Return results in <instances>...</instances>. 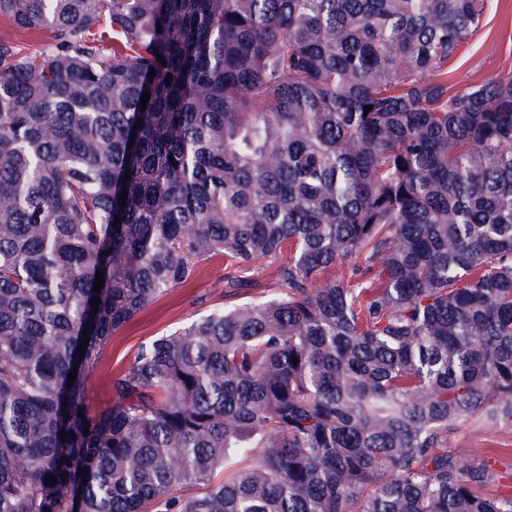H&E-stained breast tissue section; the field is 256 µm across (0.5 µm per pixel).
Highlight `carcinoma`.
Here are the masks:
<instances>
[{"label": "carcinoma", "instance_id": "1", "mask_svg": "<svg viewBox=\"0 0 512 512\" xmlns=\"http://www.w3.org/2000/svg\"><path fill=\"white\" fill-rule=\"evenodd\" d=\"M488 2L0 0L49 33L0 40V512H512L448 447L512 426V74L448 91ZM217 255L224 295L261 260L282 291L91 410ZM0 38L8 40L23 53H34L49 40V35L45 32L40 38L31 37L15 28L7 18L1 17ZM274 266L256 262L245 271L248 286L237 295L224 297V256L210 258L199 265L195 279L184 287L172 288L158 296L147 308L118 330L103 347L96 368L87 380L86 397L93 410L114 403L111 382L130 363L143 345L186 326L198 314L224 303L249 302L263 289L266 294L279 292Z\"/></svg>", "mask_w": 512, "mask_h": 512}]
</instances>
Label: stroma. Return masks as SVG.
I'll return each instance as SVG.
<instances>
[{"label": "stroma", "instance_id": "obj_1", "mask_svg": "<svg viewBox=\"0 0 512 512\" xmlns=\"http://www.w3.org/2000/svg\"><path fill=\"white\" fill-rule=\"evenodd\" d=\"M512 74V0H491L477 32L465 42L448 64L451 92ZM224 259L202 262L195 279L170 289L118 330L103 347L96 368L87 380L86 397L91 409L111 406V383L143 345L172 333L212 306L225 303ZM448 445L461 449L473 464L488 463L500 476L512 475V426L493 425L472 419L457 425Z\"/></svg>", "mask_w": 512, "mask_h": 512}]
</instances>
